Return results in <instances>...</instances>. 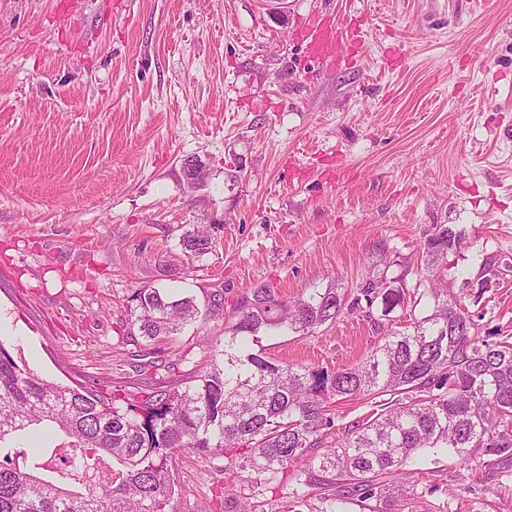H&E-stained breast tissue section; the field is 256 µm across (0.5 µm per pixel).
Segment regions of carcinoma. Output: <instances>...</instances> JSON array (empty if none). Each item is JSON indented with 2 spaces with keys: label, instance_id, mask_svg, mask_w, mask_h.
<instances>
[{
  "label": "carcinoma",
  "instance_id": "carcinoma-1",
  "mask_svg": "<svg viewBox=\"0 0 512 512\" xmlns=\"http://www.w3.org/2000/svg\"><path fill=\"white\" fill-rule=\"evenodd\" d=\"M461 237L442 224L421 257L431 275L413 289L394 286L390 263L373 270L350 295L334 287L286 301L261 285L224 325V361L179 391L149 381L136 394L70 388L20 366L0 343V512H171L173 455L186 449L228 457L224 473L250 469L272 478L298 460L293 498L323 491L320 512L358 495L385 505L406 483L420 451L450 453L471 465L474 450L512 456V342L478 335L462 297L448 295L441 264ZM194 257L212 251L211 226L184 233ZM433 301L411 315L405 330H388L360 365L336 372L283 364L253 353L249 338L288 330L307 334L342 312L381 299L382 313ZM132 323L150 340L172 336L198 314L191 297L158 288L140 291ZM389 406L355 422L338 445L321 454L323 431L334 426L330 401L352 396ZM59 442L29 454L24 438L39 428Z\"/></svg>",
  "mask_w": 512,
  "mask_h": 512
}]
</instances>
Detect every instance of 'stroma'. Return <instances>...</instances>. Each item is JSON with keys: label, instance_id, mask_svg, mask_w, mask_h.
<instances>
[{"label": "stroma", "instance_id": "stroma-1", "mask_svg": "<svg viewBox=\"0 0 512 512\" xmlns=\"http://www.w3.org/2000/svg\"><path fill=\"white\" fill-rule=\"evenodd\" d=\"M340 15L355 43L322 66L296 33ZM207 170L192 186L185 159ZM213 225L215 246L180 245ZM461 233L450 292L494 276L479 335L512 336V0H0V343L53 383L184 386L222 362L234 305L355 290L378 265L414 286L425 240ZM194 297L174 336L130 323L140 290ZM345 314L252 350L336 371L381 326ZM472 469L422 454L388 512H512V459ZM174 512H317L292 470L260 484L185 450ZM211 227L213 226L204 225L202 229L184 233L181 240V246L185 252L194 257H200L211 252L215 246Z\"/></svg>", "mask_w": 512, "mask_h": 512}]
</instances>
